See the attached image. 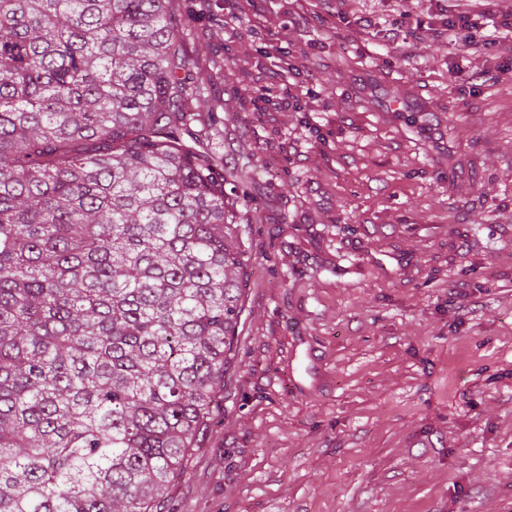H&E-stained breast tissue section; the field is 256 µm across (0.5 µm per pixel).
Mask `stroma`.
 <instances>
[{
  "label": "stroma",
  "instance_id": "obj_1",
  "mask_svg": "<svg viewBox=\"0 0 512 512\" xmlns=\"http://www.w3.org/2000/svg\"><path fill=\"white\" fill-rule=\"evenodd\" d=\"M471 4L175 0L251 255L224 397L163 512H512V72ZM284 30L279 51L266 31ZM258 85L240 89L238 70ZM402 96L408 109L390 111ZM456 17L458 21L446 19V22H443L440 34L445 36L448 42L458 44L459 47H473V37H461L458 29L469 28V25H471L470 28L477 27L476 23L470 22L471 19L467 15L458 14Z\"/></svg>",
  "mask_w": 512,
  "mask_h": 512
}]
</instances>
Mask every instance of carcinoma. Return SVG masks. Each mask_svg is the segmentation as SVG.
Masks as SVG:
<instances>
[{"instance_id": "cac0c4a2", "label": "carcinoma", "mask_w": 512, "mask_h": 512, "mask_svg": "<svg viewBox=\"0 0 512 512\" xmlns=\"http://www.w3.org/2000/svg\"><path fill=\"white\" fill-rule=\"evenodd\" d=\"M173 0H0V512H160L234 357L239 179Z\"/></svg>"}]
</instances>
